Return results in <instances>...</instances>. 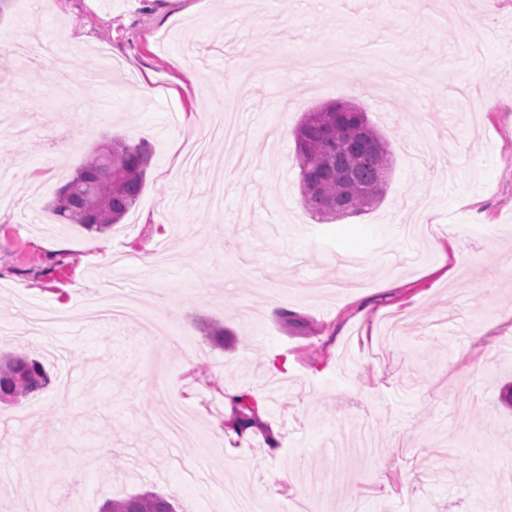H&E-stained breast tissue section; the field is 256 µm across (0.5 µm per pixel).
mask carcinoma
<instances>
[{"label": "carcinoma", "mask_w": 512, "mask_h": 512, "mask_svg": "<svg viewBox=\"0 0 512 512\" xmlns=\"http://www.w3.org/2000/svg\"><path fill=\"white\" fill-rule=\"evenodd\" d=\"M296 162L304 205L322 221L358 216L383 198L387 175L379 158L391 157V144L369 123L364 112L340 115L329 103L305 113L296 127ZM151 150L145 141L112 138L91 156L58 191L51 213L66 224L103 231L118 223L136 204L145 184ZM51 376L41 362L22 354L0 358V401L41 392ZM229 428L242 435L255 408L244 400ZM102 512H176L153 492L108 499Z\"/></svg>", "instance_id": "cac0c4a2"}]
</instances>
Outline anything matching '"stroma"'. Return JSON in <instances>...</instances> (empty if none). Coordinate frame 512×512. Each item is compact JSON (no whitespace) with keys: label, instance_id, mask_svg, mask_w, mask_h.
<instances>
[{"label":"stroma","instance_id":"1","mask_svg":"<svg viewBox=\"0 0 512 512\" xmlns=\"http://www.w3.org/2000/svg\"><path fill=\"white\" fill-rule=\"evenodd\" d=\"M4 33L63 35L70 80L0 47V349L51 375L0 404L1 498L512 512V68L493 66L512 0H0ZM355 45L354 72L318 69ZM330 102L366 112L393 166L378 207L321 222L294 130ZM112 137L152 151L134 207L100 232L52 220ZM116 281L176 343L86 319ZM231 391L277 448L225 428ZM172 394L208 448L169 447Z\"/></svg>","mask_w":512,"mask_h":512}]
</instances>
